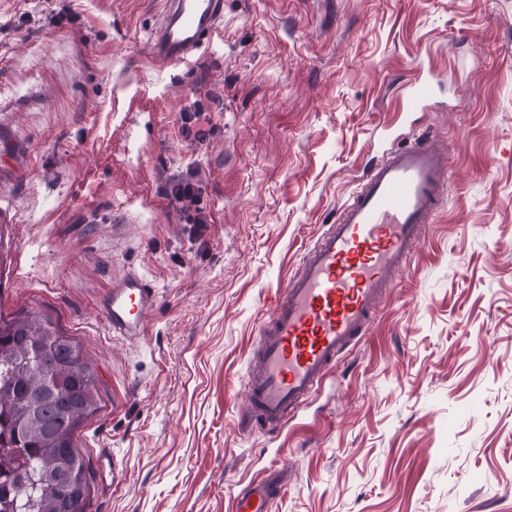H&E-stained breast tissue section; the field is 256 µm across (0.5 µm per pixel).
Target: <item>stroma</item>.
Wrapping results in <instances>:
<instances>
[{
    "mask_svg": "<svg viewBox=\"0 0 512 512\" xmlns=\"http://www.w3.org/2000/svg\"><path fill=\"white\" fill-rule=\"evenodd\" d=\"M163 8L0 0V318L95 363L86 512H228L272 469V512H512V0H224L188 64L148 51ZM415 123L450 191L409 267L281 434L242 428L263 311ZM131 271L158 292L134 339L99 306ZM434 75L417 78L409 87L406 105L411 110L424 111L433 97Z\"/></svg>",
    "mask_w": 512,
    "mask_h": 512,
    "instance_id": "obj_1",
    "label": "stroma"
}]
</instances>
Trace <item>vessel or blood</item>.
Returning <instances> with one entry per match:
<instances>
[{"label":"vessel or blood","instance_id":"b4317fda","mask_svg":"<svg viewBox=\"0 0 512 512\" xmlns=\"http://www.w3.org/2000/svg\"><path fill=\"white\" fill-rule=\"evenodd\" d=\"M223 17L224 0H166L149 51L164 62H192ZM433 84V77L417 78L407 107L425 110ZM447 186L446 148L431 130L418 129L383 151L266 309L248 364L243 426L286 427L341 355L366 336ZM156 302L153 285L130 273L112 284L100 308L113 335L133 338L143 334L144 314ZM283 488L274 475L252 478L233 496L229 512H271Z\"/></svg>","mask_w":512,"mask_h":512}]
</instances>
